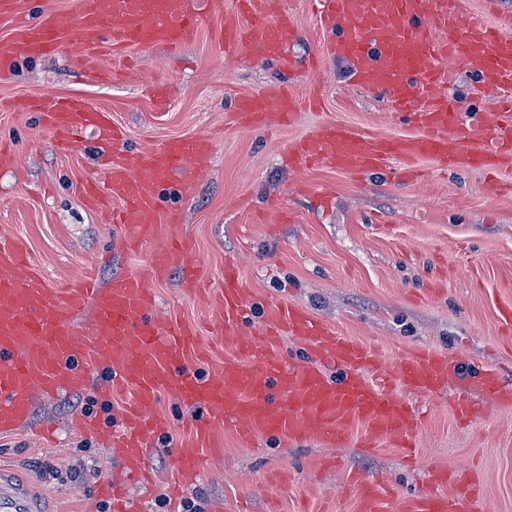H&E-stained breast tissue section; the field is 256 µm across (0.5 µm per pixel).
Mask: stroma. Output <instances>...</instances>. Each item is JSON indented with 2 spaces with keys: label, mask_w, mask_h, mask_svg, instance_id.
Masks as SVG:
<instances>
[{
  "label": "stroma",
  "mask_w": 512,
  "mask_h": 512,
  "mask_svg": "<svg viewBox=\"0 0 512 512\" xmlns=\"http://www.w3.org/2000/svg\"><path fill=\"white\" fill-rule=\"evenodd\" d=\"M284 3L298 25L291 70L226 58L209 19L180 52H134V65L114 83L95 81L68 52L17 60L0 71V98L84 96L111 112L134 149L216 134L217 149L196 193L182 204L187 238L210 287L219 285L230 259L254 318L292 304L374 342L384 360L423 346L456 353L462 362L458 384L416 400L425 418L415 464L389 442L371 454L262 434L248 444L228 428L184 499L201 512H301L304 504L308 512H360L358 494L345 486L349 471L387 479L404 494L430 489V470L442 467L460 481L479 476L484 512H512V405L466 424L453 409L457 396L479 400L472 379L486 363L498 364L512 383V348L499 339L498 312L512 305V170L496 187L476 170L439 174L431 161L424 164L426 179L414 182L395 166L354 177L282 164L287 146L325 119L368 134L410 131L387 95L353 84L347 63L321 53L323 34L310 0ZM160 77L169 81L165 109L150 93ZM282 88L300 102L290 126L273 133L226 127L236 98ZM1 136L14 139L18 151L14 168L0 172V234L21 242L52 283L73 285L92 265L106 283L139 265L114 245L111 225L100 223L77 192L78 180L97 167L92 149L57 153L33 113L0 112ZM278 210L288 211V223H268ZM156 293L160 312L208 324L209 296L186 293L179 271ZM96 381L92 373L80 392L37 400L32 425L51 429L50 438L0 437V470L28 487L43 512H90L93 488L111 470L108 449L76 426L83 416L110 421L121 407L120 400L98 396ZM147 459L154 491L136 502L135 512H156L174 476L161 441L148 448Z\"/></svg>",
  "instance_id": "1"
}]
</instances>
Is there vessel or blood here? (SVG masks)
Masks as SVG:
<instances>
[{
	"instance_id": "1",
	"label": "vessel or blood",
	"mask_w": 512,
	"mask_h": 512,
	"mask_svg": "<svg viewBox=\"0 0 512 512\" xmlns=\"http://www.w3.org/2000/svg\"><path fill=\"white\" fill-rule=\"evenodd\" d=\"M326 54L345 61L355 82L388 94L393 109L412 134L367 135L328 120L284 155L289 166L325 165L357 175L399 163L430 159L442 168L477 169L495 174L512 166V17L467 10L462 0H313ZM0 0V16L11 18L0 70L20 57L74 49L78 64L99 76L121 77L128 52L157 46L177 49L195 41L206 16L204 0H74L60 10L50 0L39 13ZM236 21L217 31L225 56L247 63L270 59L293 67L289 53L297 24L282 0H236ZM476 76L477 98L494 95L497 110L461 117L451 88L458 67ZM14 112H33L56 148L74 152L93 134L99 169L81 184L87 202L98 207L119 243L144 255L135 271L101 283L88 268L74 286L61 288L23 255L21 244L0 237V436L30 431L36 398L51 399L81 391L96 372L103 400L122 396L111 427L82 419L81 429L97 436L118 458V478L100 481L95 495L111 512H132L131 488H150L146 450L172 433L159 412L161 395L174 397L199 413L188 439L174 450L176 481L168 488L178 500L203 466L202 449L214 446L218 430L230 427L244 439L255 433L295 440L312 437L327 447L351 438L353 421L365 426V447L383 441L407 448L420 421L410 401L393 391L398 379L417 396L448 389L459 379L457 357L430 349L407 351L383 366L375 348L319 321L309 313L279 305L259 323L249 318L245 284L238 268L224 267L214 304L217 334L226 335L232 358H216L199 345L197 331L155 311L152 286L179 270L187 291H194L199 266L193 258L177 207L165 201L166 187L191 198L217 143L207 134L173 138L148 148L128 147L126 130L112 115L83 97L59 98L44 107L27 95L7 104ZM296 101L288 93L238 98L231 122L239 129L281 128L291 124ZM93 305L91 323L72 319ZM293 338L307 361L292 360L280 336ZM337 371L328 380L324 370ZM485 403L456 401L459 418L471 420L512 402L496 368L479 372ZM361 512H383L387 487L352 476ZM478 485L470 480L455 494L429 491L401 496L400 512H477ZM0 512H41L39 502L0 474Z\"/></svg>"
}]
</instances>
